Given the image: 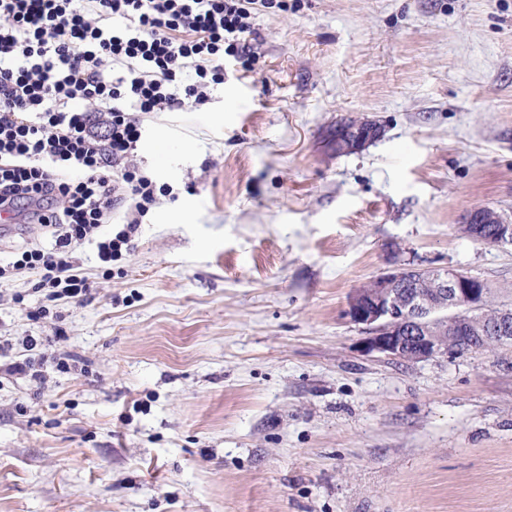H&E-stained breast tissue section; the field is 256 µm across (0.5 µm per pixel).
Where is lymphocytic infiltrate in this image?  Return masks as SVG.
<instances>
[{"label": "lymphocytic infiltrate", "mask_w": 512, "mask_h": 512, "mask_svg": "<svg viewBox=\"0 0 512 512\" xmlns=\"http://www.w3.org/2000/svg\"><path fill=\"white\" fill-rule=\"evenodd\" d=\"M287 0H0V212L48 234L0 265V280L35 272L39 320L58 300L87 303L75 247L111 263L132 248L157 203L140 167L143 117L201 108L224 60L252 54L255 17ZM120 221L115 235L102 225ZM8 372L46 381L39 339Z\"/></svg>", "instance_id": "obj_1"}]
</instances>
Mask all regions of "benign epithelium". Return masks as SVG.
<instances>
[{
  "mask_svg": "<svg viewBox=\"0 0 512 512\" xmlns=\"http://www.w3.org/2000/svg\"><path fill=\"white\" fill-rule=\"evenodd\" d=\"M349 129L331 130L327 145L336 152H356L381 136L382 125L348 137ZM480 209L468 212L460 225L470 239L483 240ZM495 234L486 239L495 246L512 245V221L499 216ZM433 298L408 296L399 288L403 265L395 264L355 288L347 297L345 316L366 334L365 347L389 359L423 362L459 354L458 344L483 340L487 331L480 311L482 279L458 269L426 268ZM492 333L497 346H512V312L498 313Z\"/></svg>",
  "mask_w": 512,
  "mask_h": 512,
  "instance_id": "7a95c632",
  "label": "benign epithelium"
}]
</instances>
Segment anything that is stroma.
<instances>
[{
    "mask_svg": "<svg viewBox=\"0 0 512 512\" xmlns=\"http://www.w3.org/2000/svg\"><path fill=\"white\" fill-rule=\"evenodd\" d=\"M201 109L146 117L160 197L90 303L0 336L88 374L40 392L0 372V512H512V349L424 362L366 352L349 293L388 266H446L512 305V0H288L253 21ZM381 123L364 150L325 138ZM480 210V208H475L466 214L464 220L462 221V224L460 225V228L462 229L464 235L470 239H476L478 241L484 242L487 241L490 245H512L511 220H508L503 216L497 217L499 224H497L498 226L493 236V230L496 227L495 223L483 224V235L490 238L485 239L481 237L479 222L482 216Z\"/></svg>",
    "mask_w": 512,
    "mask_h": 512,
    "instance_id": "1",
    "label": "stroma"
}]
</instances>
